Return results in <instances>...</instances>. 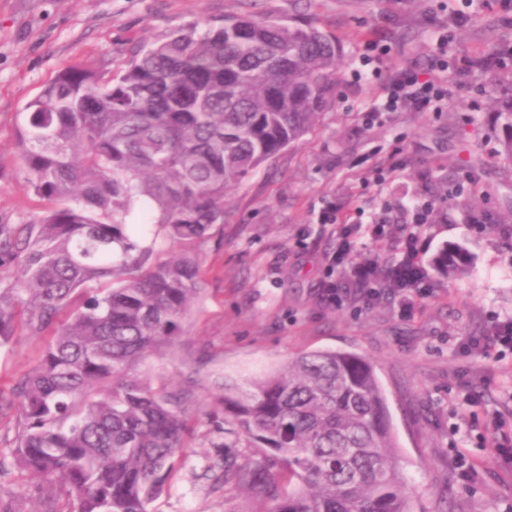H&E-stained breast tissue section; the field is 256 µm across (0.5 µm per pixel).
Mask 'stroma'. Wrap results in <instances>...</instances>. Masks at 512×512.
I'll return each mask as SVG.
<instances>
[{"instance_id":"35a3bbf8","label":"stroma","mask_w":512,"mask_h":512,"mask_svg":"<svg viewBox=\"0 0 512 512\" xmlns=\"http://www.w3.org/2000/svg\"><path fill=\"white\" fill-rule=\"evenodd\" d=\"M464 0H0V223L41 215L46 201L29 190L16 141V118L60 71L85 65L106 73L134 45L207 18L273 16L309 22L344 46L338 85L317 124L226 196L223 223L202 242H175L147 224L154 257L181 252L202 259L204 291L175 349L139 366L153 389L189 392L191 435L150 512H268L209 465L217 455L240 464L249 448L217 451L224 379L278 368L302 352L341 350L371 361L384 387L398 454L411 483L413 512H512V354L463 353L471 336L490 335L512 317V224L475 228L435 183H461L487 215L512 208V163L497 155L501 129L491 93L512 91V77L459 69L460 59L512 42V0L466 25L448 26ZM448 35L451 96L442 111L390 112L368 123L364 110L402 69L427 72L439 35ZM432 205L423 224L417 208ZM337 211L322 224L320 211ZM358 225L354 257L394 261L406 251L428 258L444 243L475 255L469 276L423 285L410 305L383 298L369 306L333 303L324 287L343 283L335 262L339 222ZM406 225L377 239L378 222ZM45 338L18 331L0 346V392L37 363ZM469 470L460 480V470ZM39 492L25 472L0 475V499L29 512Z\"/></svg>"}]
</instances>
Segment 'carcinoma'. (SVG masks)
Masks as SVG:
<instances>
[{"instance_id": "1", "label": "carcinoma", "mask_w": 512, "mask_h": 512, "mask_svg": "<svg viewBox=\"0 0 512 512\" xmlns=\"http://www.w3.org/2000/svg\"><path fill=\"white\" fill-rule=\"evenodd\" d=\"M342 53L312 25L204 20L134 47L106 75L71 66L18 112L28 187L52 206L0 224V346L19 320L50 340L0 412L16 409L13 464L65 486L70 512H149L187 447L188 395L157 392L136 369L175 347L204 291L201 263L153 261L133 216L148 210L145 223L174 241L205 239L227 191L315 125ZM489 100L511 162L512 93ZM473 263L444 244L391 266L351 260L345 280L372 304ZM222 390L224 436L259 454L224 463V481L272 500L270 512H408L387 399L363 357L303 352Z\"/></svg>"}]
</instances>
